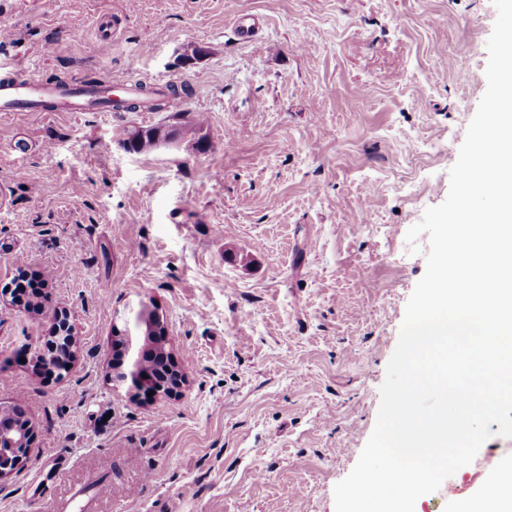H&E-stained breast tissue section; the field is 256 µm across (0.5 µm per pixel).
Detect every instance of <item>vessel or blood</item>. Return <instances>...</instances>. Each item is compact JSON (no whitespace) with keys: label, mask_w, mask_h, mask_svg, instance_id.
Masks as SVG:
<instances>
[{"label":"vessel or blood","mask_w":512,"mask_h":512,"mask_svg":"<svg viewBox=\"0 0 512 512\" xmlns=\"http://www.w3.org/2000/svg\"><path fill=\"white\" fill-rule=\"evenodd\" d=\"M125 90L108 85L106 90L96 87L47 86L37 81H0V112H36L43 100L51 99L60 112H82L102 97L117 98Z\"/></svg>","instance_id":"obj_1"}]
</instances>
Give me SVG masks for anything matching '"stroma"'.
<instances>
[{"label":"stroma","instance_id":"stroma-1","mask_svg":"<svg viewBox=\"0 0 512 512\" xmlns=\"http://www.w3.org/2000/svg\"><path fill=\"white\" fill-rule=\"evenodd\" d=\"M492 0H0V77L189 84L175 111L0 112V405L35 429L0 512H335L428 235L487 89ZM107 24L104 55L88 46ZM206 57L182 64L183 48ZM466 81H459V71ZM203 119V152L126 153L134 127ZM152 300L186 381L168 397L113 380V320ZM68 372L33 359L55 312ZM492 436L420 512L486 495L512 438ZM138 487L129 496V487Z\"/></svg>","mask_w":512,"mask_h":512}]
</instances>
